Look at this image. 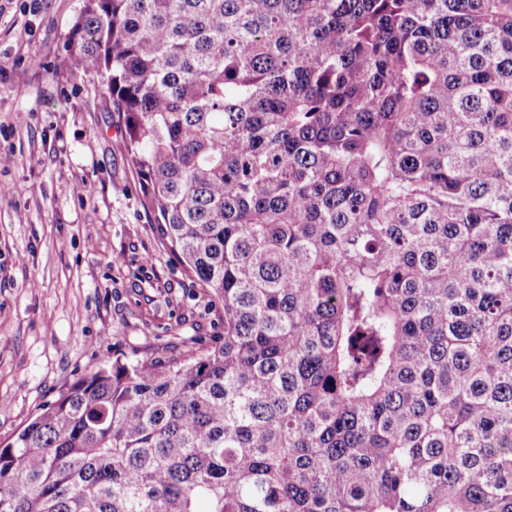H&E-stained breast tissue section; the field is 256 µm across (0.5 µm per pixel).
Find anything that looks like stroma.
<instances>
[{
  "label": "stroma",
  "instance_id": "obj_1",
  "mask_svg": "<svg viewBox=\"0 0 512 512\" xmlns=\"http://www.w3.org/2000/svg\"><path fill=\"white\" fill-rule=\"evenodd\" d=\"M83 6L0 0V442L106 359L224 338L223 304L157 233L100 78L70 66Z\"/></svg>",
  "mask_w": 512,
  "mask_h": 512
}]
</instances>
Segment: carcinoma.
Segmentation results:
<instances>
[{"instance_id":"obj_1","label":"carcinoma","mask_w":512,"mask_h":512,"mask_svg":"<svg viewBox=\"0 0 512 512\" xmlns=\"http://www.w3.org/2000/svg\"><path fill=\"white\" fill-rule=\"evenodd\" d=\"M224 341L0 444V512H512V0H85Z\"/></svg>"}]
</instances>
